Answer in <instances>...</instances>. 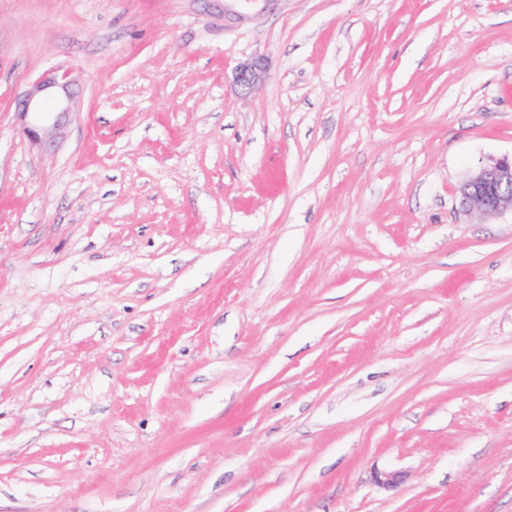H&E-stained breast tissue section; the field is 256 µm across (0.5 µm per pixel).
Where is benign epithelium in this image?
Segmentation results:
<instances>
[{"label": "benign epithelium", "mask_w": 512, "mask_h": 512, "mask_svg": "<svg viewBox=\"0 0 512 512\" xmlns=\"http://www.w3.org/2000/svg\"><path fill=\"white\" fill-rule=\"evenodd\" d=\"M205 15L218 17L226 25H241L276 10L281 0H192ZM267 61L253 57L240 63L233 84L243 94L251 92L267 78ZM75 80L56 69L43 73L17 98V120L21 133L45 151L56 148L66 137L70 115L76 104ZM456 197L464 214H512V157H502L470 170L458 183ZM402 479L398 471L375 473V483L384 489L396 487Z\"/></svg>", "instance_id": "obj_1"}]
</instances>
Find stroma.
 <instances>
[{"label": "stroma", "mask_w": 512, "mask_h": 512, "mask_svg": "<svg viewBox=\"0 0 512 512\" xmlns=\"http://www.w3.org/2000/svg\"><path fill=\"white\" fill-rule=\"evenodd\" d=\"M511 153L512 0H0V512H512ZM205 15L218 17L226 25H241L272 13L282 0H193ZM267 61L263 57H253L240 63L234 73L233 84L243 94L250 93L267 78ZM75 80L53 69L31 82L17 98L21 133L42 150L56 148L66 137L76 104ZM456 197L464 214L512 216V154L470 170L459 181Z\"/></svg>", "instance_id": "1"}]
</instances>
